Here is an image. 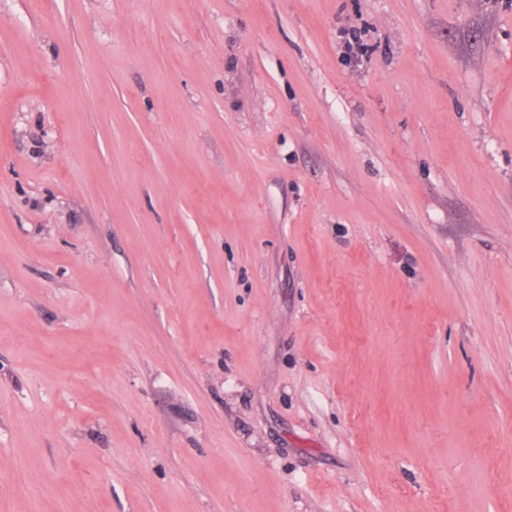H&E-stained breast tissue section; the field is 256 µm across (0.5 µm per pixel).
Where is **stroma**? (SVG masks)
<instances>
[{"instance_id":"1","label":"stroma","mask_w":512,"mask_h":512,"mask_svg":"<svg viewBox=\"0 0 512 512\" xmlns=\"http://www.w3.org/2000/svg\"><path fill=\"white\" fill-rule=\"evenodd\" d=\"M0 512H512V0H0Z\"/></svg>"}]
</instances>
